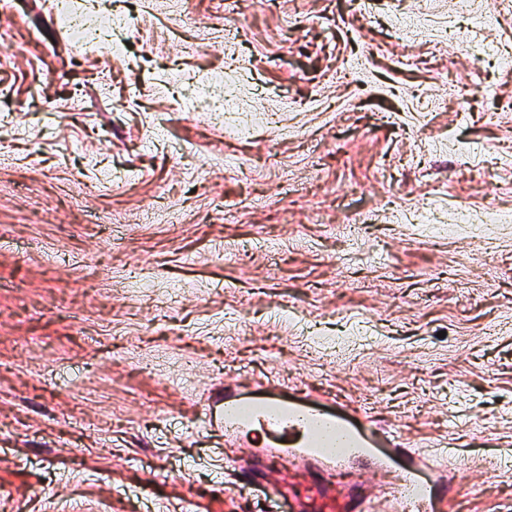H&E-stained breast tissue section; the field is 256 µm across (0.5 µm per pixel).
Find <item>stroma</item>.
<instances>
[{
  "label": "stroma",
  "mask_w": 512,
  "mask_h": 512,
  "mask_svg": "<svg viewBox=\"0 0 512 512\" xmlns=\"http://www.w3.org/2000/svg\"><path fill=\"white\" fill-rule=\"evenodd\" d=\"M53 3L0 13V512H404L225 448L299 390L512 512V0ZM288 497L289 512H368L370 508L366 498H356L352 494L342 495L341 502L319 491H311L305 496L294 493ZM309 508L314 511H308Z\"/></svg>",
  "instance_id": "stroma-1"
}]
</instances>
